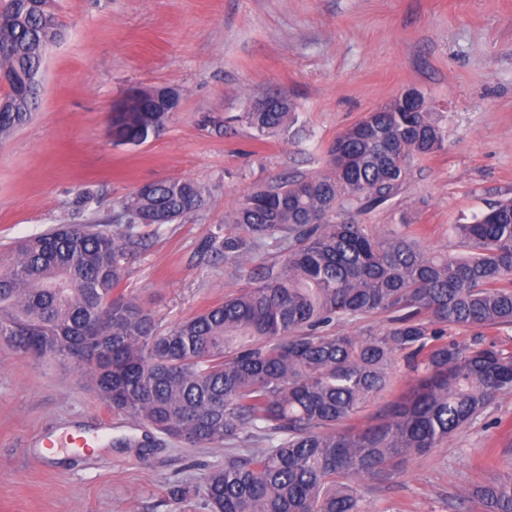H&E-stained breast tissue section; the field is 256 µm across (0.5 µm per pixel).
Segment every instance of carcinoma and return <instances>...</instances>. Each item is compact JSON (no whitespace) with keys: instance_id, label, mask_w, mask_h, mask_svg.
I'll use <instances>...</instances> for the list:
<instances>
[{"instance_id":"carcinoma-1","label":"carcinoma","mask_w":512,"mask_h":512,"mask_svg":"<svg viewBox=\"0 0 512 512\" xmlns=\"http://www.w3.org/2000/svg\"><path fill=\"white\" fill-rule=\"evenodd\" d=\"M0 141L28 124L46 50L65 27L46 0H0ZM295 105L265 97L243 113L265 135ZM173 116L163 100L112 113V139L140 145ZM431 112L389 102L348 127L327 173L283 178L239 198L201 242V260L238 267L259 248L274 257L253 286L159 330L118 290L146 247L137 226L173 224L207 207L188 178L137 189L117 204L112 233L61 224L0 254V337L17 351L81 366L99 397L144 427L192 446H265L224 460L202 492L211 512H365L361 483L393 476L398 455H423L512 395V348L462 347L448 325L512 327V199L493 202L453 233L461 254L432 252L358 219L395 197L411 162L443 146ZM394 314L381 334H328L337 322ZM417 377L378 413L365 405L392 386L400 357ZM493 512H512V479L483 486Z\"/></svg>"}]
</instances>
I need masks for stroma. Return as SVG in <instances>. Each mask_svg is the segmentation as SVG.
<instances>
[{
	"mask_svg": "<svg viewBox=\"0 0 512 512\" xmlns=\"http://www.w3.org/2000/svg\"><path fill=\"white\" fill-rule=\"evenodd\" d=\"M66 37L45 56L33 121L0 141V245L57 224L111 221L144 183L190 178L211 204L176 224L141 227L147 248L120 286L167 328L248 288L250 265L197 261L200 241L240 195L328 171L347 127L406 89L447 130L412 163L392 200L363 214L431 250L457 252L453 225L512 198V0H55ZM182 94L165 131L140 145L106 133L129 90ZM287 94L288 128L266 136L241 118ZM97 437L98 455L43 451V440ZM112 411L71 365L0 339V512H210L200 487L241 447H192ZM512 475V396L398 477L362 484L367 512H485L473 491Z\"/></svg>",
	"mask_w": 512,
	"mask_h": 512,
	"instance_id": "35a3bbf8",
	"label": "stroma"
}]
</instances>
